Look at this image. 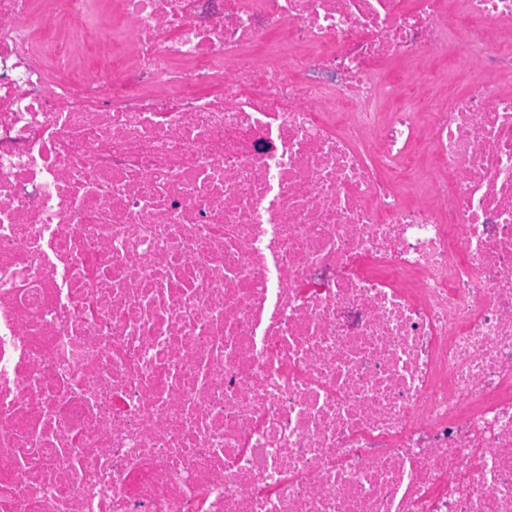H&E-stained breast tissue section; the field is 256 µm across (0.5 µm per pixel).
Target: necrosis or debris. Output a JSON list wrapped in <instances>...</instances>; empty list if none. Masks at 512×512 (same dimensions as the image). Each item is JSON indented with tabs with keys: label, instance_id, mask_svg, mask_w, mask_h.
<instances>
[{
	"label": "necrosis or debris",
	"instance_id": "necrosis-or-debris-1",
	"mask_svg": "<svg viewBox=\"0 0 512 512\" xmlns=\"http://www.w3.org/2000/svg\"><path fill=\"white\" fill-rule=\"evenodd\" d=\"M506 75L512 0H0V512H512Z\"/></svg>",
	"mask_w": 512,
	"mask_h": 512
}]
</instances>
